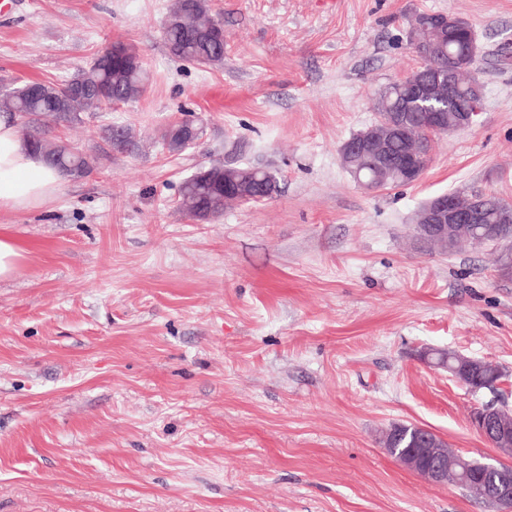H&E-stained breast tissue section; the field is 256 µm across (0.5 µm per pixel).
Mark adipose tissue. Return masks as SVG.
<instances>
[{
    "mask_svg": "<svg viewBox=\"0 0 512 512\" xmlns=\"http://www.w3.org/2000/svg\"><path fill=\"white\" fill-rule=\"evenodd\" d=\"M63 175L29 146L19 124L0 113V213L41 207L62 189Z\"/></svg>",
    "mask_w": 512,
    "mask_h": 512,
    "instance_id": "1",
    "label": "adipose tissue"
}]
</instances>
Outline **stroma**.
Returning a JSON list of instances; mask_svg holds the SVG:
<instances>
[{"instance_id": "obj_1", "label": "stroma", "mask_w": 512, "mask_h": 512, "mask_svg": "<svg viewBox=\"0 0 512 512\" xmlns=\"http://www.w3.org/2000/svg\"><path fill=\"white\" fill-rule=\"evenodd\" d=\"M172 2L0 7V84L66 79L117 42L149 76L137 100L53 127L90 173L0 214L30 252L0 281V512H497L380 438L412 424L499 459L470 415L512 407V280L496 246L422 248L413 218L447 192L512 203V0H210L217 66L169 53ZM422 12L473 28L479 114L436 139L419 180L368 191L340 147L420 67ZM188 112L204 134L168 152ZM214 161L268 169L279 192L194 221L179 189ZM427 348L508 379L471 392Z\"/></svg>"}]
</instances>
